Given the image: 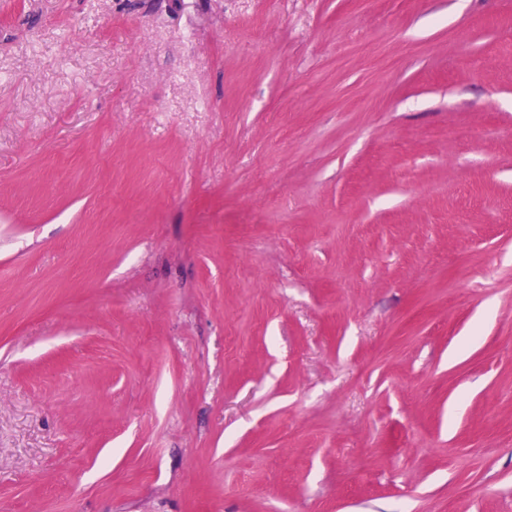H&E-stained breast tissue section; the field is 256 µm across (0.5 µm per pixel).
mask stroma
<instances>
[{"instance_id":"stroma-1","label":"stroma","mask_w":512,"mask_h":512,"mask_svg":"<svg viewBox=\"0 0 512 512\" xmlns=\"http://www.w3.org/2000/svg\"><path fill=\"white\" fill-rule=\"evenodd\" d=\"M0 512H512V0H0Z\"/></svg>"}]
</instances>
